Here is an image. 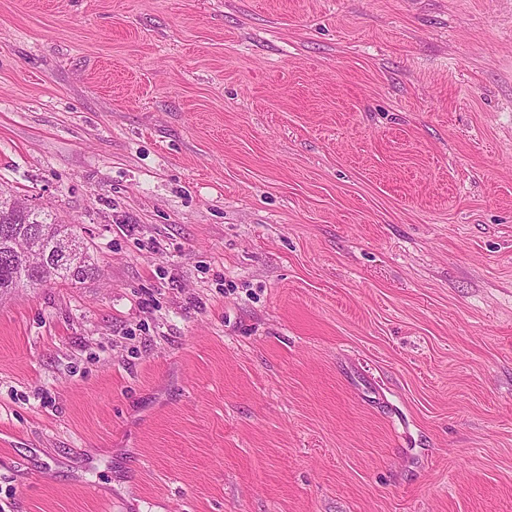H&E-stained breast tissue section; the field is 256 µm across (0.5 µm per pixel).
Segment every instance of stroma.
Wrapping results in <instances>:
<instances>
[{
	"instance_id": "obj_1",
	"label": "stroma",
	"mask_w": 512,
	"mask_h": 512,
	"mask_svg": "<svg viewBox=\"0 0 512 512\" xmlns=\"http://www.w3.org/2000/svg\"><path fill=\"white\" fill-rule=\"evenodd\" d=\"M0 190V512H512V0H0ZM29 206L27 199L17 196L0 198V214L7 216L12 213L25 212ZM50 220V221H49ZM67 224L52 222L51 214L40 208H32L24 214L9 220L0 216V295L10 294L17 288L44 286L47 284L73 285L92 277L96 266L85 248L74 240L67 239L65 249L58 248L64 260L76 263L81 253V264L76 270L62 263L52 250L57 236L65 234L76 239ZM11 240V244H6ZM31 240H38L45 251L46 266L52 272L27 269L21 254L29 246ZM48 273V274H46Z\"/></svg>"
}]
</instances>
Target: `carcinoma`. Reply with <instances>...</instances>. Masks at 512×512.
Returning a JSON list of instances; mask_svg holds the SVG:
<instances>
[{
	"instance_id": "1",
	"label": "carcinoma",
	"mask_w": 512,
	"mask_h": 512,
	"mask_svg": "<svg viewBox=\"0 0 512 512\" xmlns=\"http://www.w3.org/2000/svg\"><path fill=\"white\" fill-rule=\"evenodd\" d=\"M62 234L74 236L68 225L52 222L51 214L39 208L14 219L0 218V295L51 283L73 285L93 276L96 266L87 251H81L75 269L57 258L53 242Z\"/></svg>"
}]
</instances>
